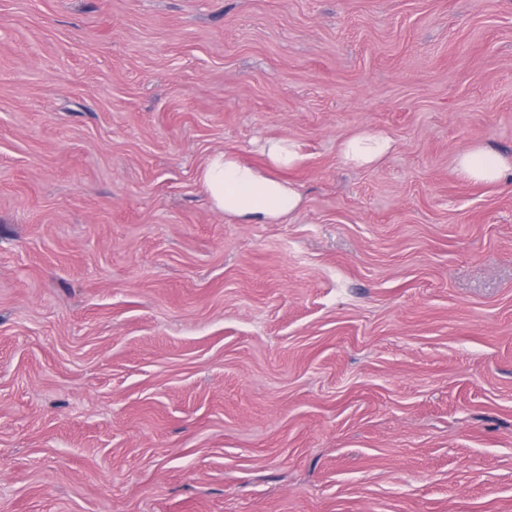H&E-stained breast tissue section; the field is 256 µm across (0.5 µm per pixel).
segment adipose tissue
Returning <instances> with one entry per match:
<instances>
[{
	"label": "adipose tissue",
	"instance_id": "ef3b65f1",
	"mask_svg": "<svg viewBox=\"0 0 512 512\" xmlns=\"http://www.w3.org/2000/svg\"><path fill=\"white\" fill-rule=\"evenodd\" d=\"M392 148L390 136L362 131L342 139L339 155L346 164L370 167L379 163ZM456 170L473 182H496L512 170V161L486 146L475 144L459 154ZM199 177L213 207L248 224L285 219L299 211L303 203V196L295 185L262 173L252 164L222 151L207 158Z\"/></svg>",
	"mask_w": 512,
	"mask_h": 512
}]
</instances>
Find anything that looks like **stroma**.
Returning a JSON list of instances; mask_svg holds the SVG:
<instances>
[{
    "mask_svg": "<svg viewBox=\"0 0 512 512\" xmlns=\"http://www.w3.org/2000/svg\"><path fill=\"white\" fill-rule=\"evenodd\" d=\"M277 138L303 207L213 208ZM474 144L512 159V0H0V512H512ZM393 148V140L382 132L362 131L351 134L339 144L344 163L355 167H370L379 163ZM263 152L269 165L275 169H290L302 160L295 145L286 139L268 140L263 146ZM200 181L217 210L248 224H268L300 210L303 196L293 184L264 174L223 151L201 166Z\"/></svg>",
    "mask_w": 512,
    "mask_h": 512,
    "instance_id": "1",
    "label": "stroma"
}]
</instances>
